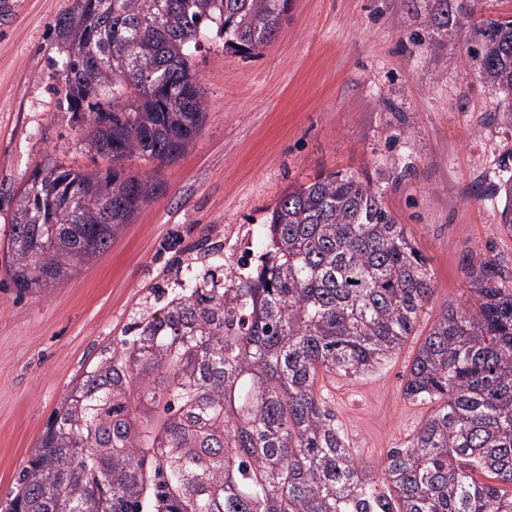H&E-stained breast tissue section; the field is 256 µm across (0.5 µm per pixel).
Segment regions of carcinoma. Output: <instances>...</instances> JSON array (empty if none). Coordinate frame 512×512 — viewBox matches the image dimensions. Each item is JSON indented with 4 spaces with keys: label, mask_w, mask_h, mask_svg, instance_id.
<instances>
[{
    "label": "carcinoma",
    "mask_w": 512,
    "mask_h": 512,
    "mask_svg": "<svg viewBox=\"0 0 512 512\" xmlns=\"http://www.w3.org/2000/svg\"><path fill=\"white\" fill-rule=\"evenodd\" d=\"M448 31L466 0H424ZM290 0H104L60 17L67 109L88 104L97 151L171 163L195 144L207 105L190 64L206 26L255 57ZM98 44L84 43L87 29ZM476 59L512 121V19L477 26ZM161 82H140L142 66ZM162 185L122 168L53 166L20 194L4 273L17 294L62 281L106 252ZM512 234V176L497 184ZM53 205L54 223L47 220ZM264 253L229 287L209 270L132 339L101 355L55 412L4 512H512V282L470 261L418 348L406 398L433 404L376 465L353 457L323 398L327 374L386 364L433 280L377 192L329 173L288 189L261 227Z\"/></svg>",
    "instance_id": "cac0c4a2"
}]
</instances>
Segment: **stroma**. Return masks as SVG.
I'll return each instance as SVG.
<instances>
[{"label":"stroma","mask_w":512,"mask_h":512,"mask_svg":"<svg viewBox=\"0 0 512 512\" xmlns=\"http://www.w3.org/2000/svg\"><path fill=\"white\" fill-rule=\"evenodd\" d=\"M76 0H0V256L18 196L41 169L104 171L81 113L60 109L66 48L56 21ZM512 18V0H475L452 30L428 31L408 0H292L258 56L208 35L190 60L208 104L175 164L125 171L164 191L111 248L38 294L0 272V507L55 410L102 352L180 293L215 257L225 270L262 251L258 228L289 186L339 171L369 182L425 258L434 293L401 350L376 373L327 375L324 398L367 464L402 447L430 406L405 397L411 361L443 306L467 296L472 258L512 277V234L496 186L512 176V122L480 73L475 21ZM215 253L199 250V242Z\"/></svg>","instance_id":"35a3bbf8"}]
</instances>
